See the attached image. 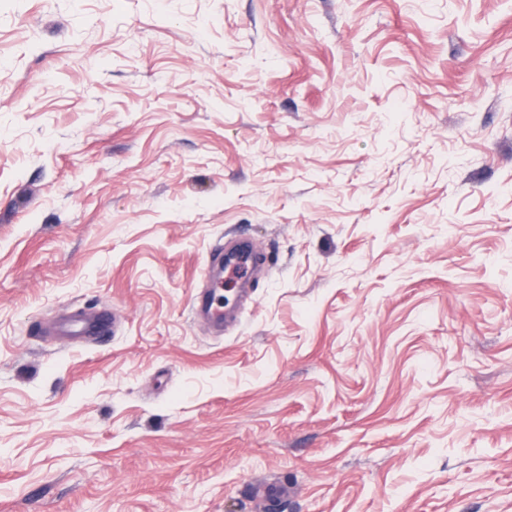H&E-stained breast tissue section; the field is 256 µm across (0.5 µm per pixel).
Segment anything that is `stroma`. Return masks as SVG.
Returning <instances> with one entry per match:
<instances>
[{
	"mask_svg": "<svg viewBox=\"0 0 512 512\" xmlns=\"http://www.w3.org/2000/svg\"><path fill=\"white\" fill-rule=\"evenodd\" d=\"M0 512H512V0H0ZM222 285V281L217 279L213 282V287L206 292H198L192 301V310L194 314L199 312H211L212 310L220 311L222 304L217 301L216 292ZM110 329V317L107 311L96 314H64L59 317L57 331L61 336H106Z\"/></svg>",
	"mask_w": 512,
	"mask_h": 512,
	"instance_id": "35a3bbf8",
	"label": "stroma"
}]
</instances>
